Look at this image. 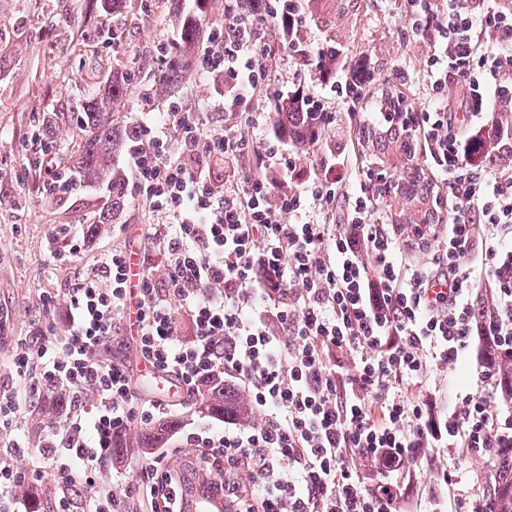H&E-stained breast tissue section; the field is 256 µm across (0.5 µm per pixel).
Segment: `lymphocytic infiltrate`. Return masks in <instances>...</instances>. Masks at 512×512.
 <instances>
[{"label": "lymphocytic infiltrate", "mask_w": 512, "mask_h": 512, "mask_svg": "<svg viewBox=\"0 0 512 512\" xmlns=\"http://www.w3.org/2000/svg\"><path fill=\"white\" fill-rule=\"evenodd\" d=\"M403 37L430 45L428 105L413 137L446 206L434 225L387 223L370 175L344 159L312 178L295 174L303 151L267 132L260 89L280 83V60L322 56L307 43L304 0H224L208 30L200 75L222 79L220 125L169 102L131 125L122 190L164 223L141 246H113L64 296L62 332L19 343L24 389L0 386V512H26L28 486L51 512H123L129 495L102 471L135 424L167 415L138 401L131 369L114 355L121 324L135 320L139 357L169 378L181 403L203 380L240 389L255 417L182 431L180 443L224 467V512H406L408 485L430 449L490 457L512 448V399L493 357L445 401L438 372L475 343H512V0H405ZM282 30L283 41L263 28ZM466 89L465 118L448 109ZM492 140L490 157L474 153ZM252 155L250 167L214 176L217 162ZM498 227L485 235L483 226ZM433 245L432 261L410 258ZM137 253L141 284L127 269ZM492 289L490 309L475 302ZM51 402L41 447L22 435V411ZM98 485L78 505L81 487Z\"/></svg>", "instance_id": "lymphocytic-infiltrate-1"}]
</instances>
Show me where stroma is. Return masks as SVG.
<instances>
[{"instance_id":"stroma-1","label":"stroma","mask_w":512,"mask_h":512,"mask_svg":"<svg viewBox=\"0 0 512 512\" xmlns=\"http://www.w3.org/2000/svg\"><path fill=\"white\" fill-rule=\"evenodd\" d=\"M402 13L401 0H357L356 10L341 17L334 0H323L315 21L308 24V38L316 43L336 37L345 60L364 57L375 66V87L391 85L393 65H420L427 52L425 44L403 41ZM112 28L124 37L116 52L101 39ZM179 35L165 0H126L114 13L103 10L101 0H0V310L10 315L0 327V385H24L9 365L17 340L63 329L57 315L44 309L45 294H64L77 273L92 270L113 244L111 234L91 235L77 262L53 259L62 246L60 229L91 234L109 192L104 185L81 180L70 194L44 195L31 112L50 116L81 105L97 82L123 70L136 77L119 113L120 125H127L137 114L161 105V97H142L139 79L157 71V44ZM195 61L192 55L179 57L182 87L177 100L204 110L223 97L224 84L197 74ZM357 137V131L342 124L326 129L321 150L303 164V176L341 154L348 156L350 167L364 165L365 150L352 146ZM453 465L459 497H485L495 475L493 459L458 453Z\"/></svg>"}]
</instances>
